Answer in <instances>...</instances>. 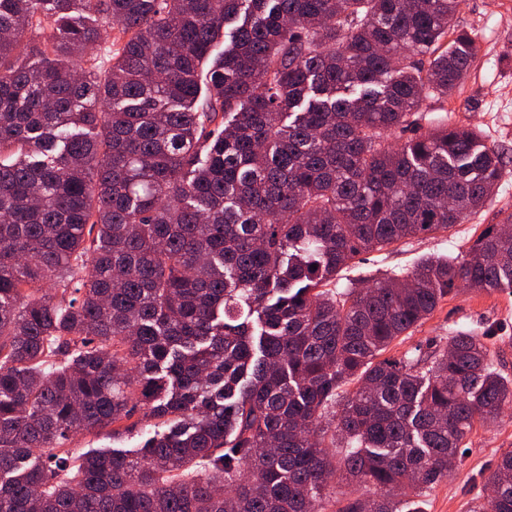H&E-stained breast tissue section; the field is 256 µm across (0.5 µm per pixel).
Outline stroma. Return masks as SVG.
Wrapping results in <instances>:
<instances>
[{
  "label": "stroma",
  "mask_w": 512,
  "mask_h": 512,
  "mask_svg": "<svg viewBox=\"0 0 512 512\" xmlns=\"http://www.w3.org/2000/svg\"><path fill=\"white\" fill-rule=\"evenodd\" d=\"M459 28L473 33L481 52L446 109L452 122L476 127L488 144L512 161V6L504 0H461L456 15ZM512 214V172L498 184L494 201L466 223L451 231L412 239L357 256L336 278L337 289L363 288L380 277L401 274L425 255L464 257L467 247L489 226L503 223ZM460 329L491 336L497 357L495 367L512 379V294L462 291L448 296L434 313L403 342L393 343L386 355L397 358L409 350L429 355L446 344ZM140 435H113L104 428L79 433L66 441L73 460L91 449L129 450L141 444ZM512 450V412L495 422L476 424L463 458L453 473L419 497L422 512H470L487 494L486 478L499 457Z\"/></svg>",
  "instance_id": "1"
}]
</instances>
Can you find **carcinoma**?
Wrapping results in <instances>:
<instances>
[{
	"label": "carcinoma",
	"instance_id": "1",
	"mask_svg": "<svg viewBox=\"0 0 512 512\" xmlns=\"http://www.w3.org/2000/svg\"><path fill=\"white\" fill-rule=\"evenodd\" d=\"M456 8L0 0V512H326L338 471L373 494L334 512H404L512 410L477 332L380 359L449 295L512 293V228L328 288L504 176L477 129L421 130L481 51ZM137 406L168 431L71 471L69 436ZM486 484L472 512H512V452Z\"/></svg>",
	"mask_w": 512,
	"mask_h": 512
}]
</instances>
